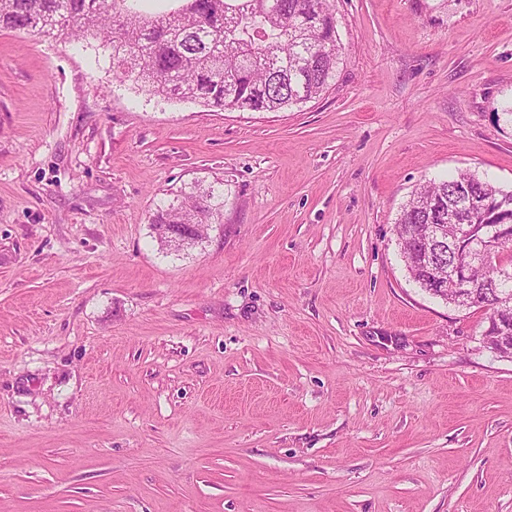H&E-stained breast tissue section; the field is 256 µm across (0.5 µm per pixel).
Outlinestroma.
Wrapping results in <instances>:
<instances>
[{
	"mask_svg": "<svg viewBox=\"0 0 512 512\" xmlns=\"http://www.w3.org/2000/svg\"><path fill=\"white\" fill-rule=\"evenodd\" d=\"M319 98L148 95L0 29V512H512V357L430 297L415 188L512 189V0H336ZM224 185L202 247L151 219Z\"/></svg>",
	"mask_w": 512,
	"mask_h": 512,
	"instance_id": "obj_1",
	"label": "stroma"
}]
</instances>
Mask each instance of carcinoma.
Wrapping results in <instances>:
<instances>
[{"label": "carcinoma", "instance_id": "1", "mask_svg": "<svg viewBox=\"0 0 512 512\" xmlns=\"http://www.w3.org/2000/svg\"><path fill=\"white\" fill-rule=\"evenodd\" d=\"M141 0H0V26L19 31L101 39L120 80L153 96L219 110L276 112L325 92L342 61L329 0H174L148 14ZM458 189L468 190L460 201ZM224 189L200 184L159 206L151 224L219 223ZM512 224V190L461 172L414 191L396 221L401 257L413 282L430 292L432 272L417 255L426 224ZM476 281L512 295V277L497 264L477 267Z\"/></svg>", "mask_w": 512, "mask_h": 512}]
</instances>
